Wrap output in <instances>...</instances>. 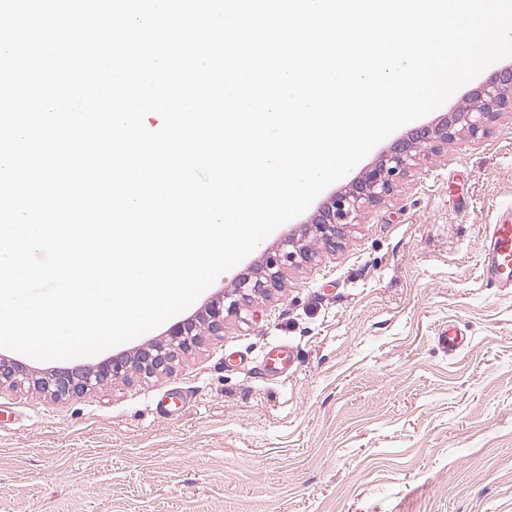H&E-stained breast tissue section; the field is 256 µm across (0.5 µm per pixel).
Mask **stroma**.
Instances as JSON below:
<instances>
[{"label": "stroma", "mask_w": 512, "mask_h": 512, "mask_svg": "<svg viewBox=\"0 0 512 512\" xmlns=\"http://www.w3.org/2000/svg\"><path fill=\"white\" fill-rule=\"evenodd\" d=\"M377 144L182 311L259 269L378 162ZM512 206V112L420 149L335 250L170 372L56 399L0 388V512H512V288L481 269L485 225ZM468 337L445 353L436 333ZM288 345L287 375L260 363ZM179 406L161 414L155 403Z\"/></svg>", "instance_id": "1"}]
</instances>
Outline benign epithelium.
Segmentation results:
<instances>
[{"label": "benign epithelium", "instance_id": "benign-epithelium-1", "mask_svg": "<svg viewBox=\"0 0 512 512\" xmlns=\"http://www.w3.org/2000/svg\"><path fill=\"white\" fill-rule=\"evenodd\" d=\"M509 105L512 106L511 67L495 71L482 83L473 103L452 113L448 123L440 127H423L412 137L393 143L382 159L365 171L359 180L336 193L330 205L307 225V236L326 249H336L341 226L354 223L367 206L390 196L418 149L438 141H452L461 132L472 137L483 134L487 130V122ZM285 246L286 250L267 256L262 271L240 277L232 293L211 302L200 320L178 321L171 325L161 342H154L133 354H115L102 364L78 367L68 372L58 371L44 377L30 372L21 363L1 359L0 385L28 383L42 392L64 398L91 392L108 380L125 378L132 372H167L178 353L190 351L199 342L201 329L215 335L223 332L225 315L239 314L255 298L270 294L279 286L285 265L298 260L307 263L316 255L312 249L293 240L287 241Z\"/></svg>", "mask_w": 512, "mask_h": 512}]
</instances>
